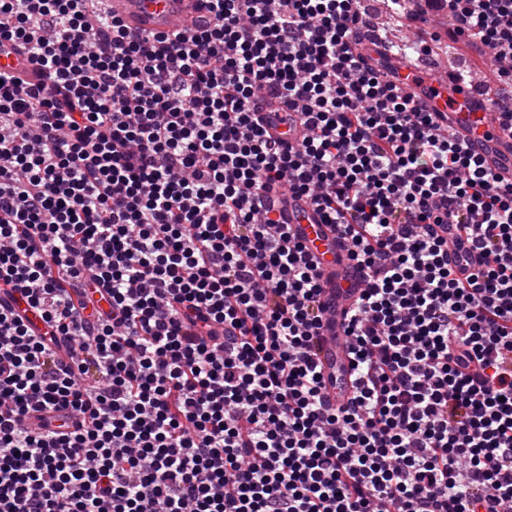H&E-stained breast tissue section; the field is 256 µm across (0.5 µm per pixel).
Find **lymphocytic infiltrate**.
<instances>
[{
    "label": "lymphocytic infiltrate",
    "mask_w": 512,
    "mask_h": 512,
    "mask_svg": "<svg viewBox=\"0 0 512 512\" xmlns=\"http://www.w3.org/2000/svg\"><path fill=\"white\" fill-rule=\"evenodd\" d=\"M414 2L512 86V0ZM208 3L163 37L0 0L39 77L0 75V294L48 326L0 306V512H512V184L356 52L362 0ZM280 187L367 272L339 407ZM260 105L263 109L261 115L265 116L267 122L272 126L270 131L288 141V145L297 147L301 141L300 126L298 122L292 124L289 121V116H293L297 120V114L290 110L287 112L286 106L274 100L261 102ZM455 227V224H448V251L452 260L451 265H454L455 261L459 260V257H465L477 267V252L472 250L471 245L466 242V236L456 231ZM458 235H461L460 240Z\"/></svg>",
    "instance_id": "f902f5d3"
}]
</instances>
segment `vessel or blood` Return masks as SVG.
I'll list each match as a JSON object with an SVG mask.
<instances>
[{
	"label": "vessel or blood",
	"mask_w": 512,
	"mask_h": 512,
	"mask_svg": "<svg viewBox=\"0 0 512 512\" xmlns=\"http://www.w3.org/2000/svg\"><path fill=\"white\" fill-rule=\"evenodd\" d=\"M113 17L129 31L146 35H166L175 30L196 31L211 19L206 0H106ZM377 70L398 75L399 81L427 111L437 113L448 136L466 144L486 168L512 179V126L494 120V105L464 79H435L428 68L405 57L383 53L373 41L358 47ZM28 58L14 42L0 41V70L16 75L31 71ZM271 131L298 146L299 124L290 122L286 106L277 101L262 102ZM288 222L293 238L317 258L322 271V302L325 310L314 342V359L324 377L330 403L347 399L352 390L344 351L343 323L347 305L346 290L361 280V270L340 267L346 250L336 226L324 223L320 213L304 198L289 197Z\"/></svg>",
	"instance_id": "b4317fda"
}]
</instances>
